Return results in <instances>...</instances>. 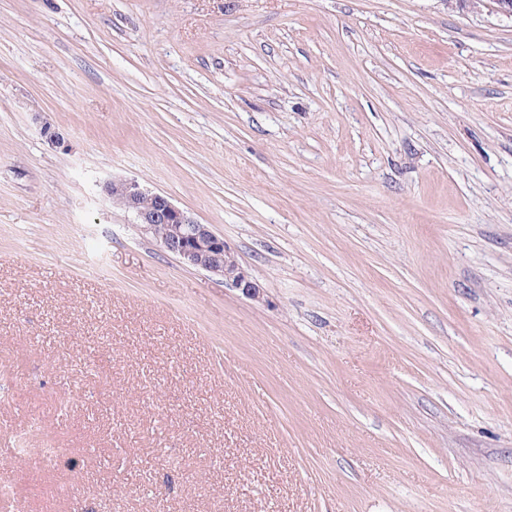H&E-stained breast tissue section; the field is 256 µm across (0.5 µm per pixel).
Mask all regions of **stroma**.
Masks as SVG:
<instances>
[{"instance_id": "obj_1", "label": "stroma", "mask_w": 512, "mask_h": 512, "mask_svg": "<svg viewBox=\"0 0 512 512\" xmlns=\"http://www.w3.org/2000/svg\"><path fill=\"white\" fill-rule=\"evenodd\" d=\"M4 484L18 512H512V18L0 0ZM104 192L116 205L131 211L144 231L183 264L205 270L243 296L265 303L260 285L240 264L224 237L207 224H199L162 193L143 188L137 181L112 178Z\"/></svg>"}]
</instances>
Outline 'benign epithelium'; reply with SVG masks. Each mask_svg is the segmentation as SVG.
<instances>
[{
  "mask_svg": "<svg viewBox=\"0 0 512 512\" xmlns=\"http://www.w3.org/2000/svg\"><path fill=\"white\" fill-rule=\"evenodd\" d=\"M112 202L135 214L144 231L183 264L202 269L258 303L266 302L260 285L240 264L224 237L195 221L162 193L137 181L114 178L104 185Z\"/></svg>",
  "mask_w": 512,
  "mask_h": 512,
  "instance_id": "7a95c632",
  "label": "benign epithelium"
}]
</instances>
